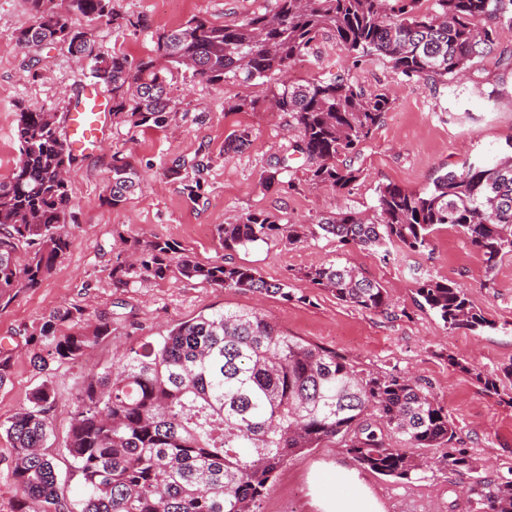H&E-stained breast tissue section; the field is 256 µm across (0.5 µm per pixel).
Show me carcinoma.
Here are the masks:
<instances>
[{"mask_svg":"<svg viewBox=\"0 0 512 512\" xmlns=\"http://www.w3.org/2000/svg\"><path fill=\"white\" fill-rule=\"evenodd\" d=\"M29 20L15 43L37 51L61 45L88 58L93 75L112 94L113 115L133 127L166 126L174 110L169 75L186 68L208 84L227 79L250 83L270 78L305 56L327 36L356 67L369 57L389 60L408 81H445L464 73L476 57L494 50L503 29L512 30V0H279L276 14H255L216 25L194 16L158 38L157 54L131 69L127 57L95 52L72 15L106 17L123 28L135 22L112 0H26ZM272 104L300 132L295 152L310 163V180L338 192L350 189L360 144L390 108L386 93L367 94L349 75L333 80L283 83ZM19 159L0 180V303L40 285L69 251L65 230L72 198L63 173L74 160L55 112L26 107L18 113ZM143 182L141 173L113 155L106 201L124 204ZM441 225L463 233L493 272L512 252V141L494 164L465 161L439 174L433 187H379L370 218L352 210L315 224H281L250 212L235 224H219L226 250L279 240L299 245L332 237L391 260V247L420 252ZM131 260L110 271L115 288L147 280L194 279L211 288L272 293L292 298L288 282L269 283L251 266L202 263L188 250L155 237L128 244ZM25 253V263L18 254ZM303 277L337 300L365 311L389 307L385 288L349 265L330 262ZM419 305L448 329L494 328L465 289L422 278ZM112 335V314L96 322L80 306L45 318L28 336L44 372L29 405L0 421L14 449V512H262L277 473L305 450L336 440L361 468L405 480L428 468L473 474L474 512H512V478L491 479L463 448H452L456 427L448 410L410 378L357 374L334 351L279 330L257 311L215 312L175 325L155 342L131 347L78 390L63 441L82 496L72 500L59 482L46 443L53 435L54 363H73ZM399 435L407 448H443L423 461L388 441Z\"/></svg>","mask_w":512,"mask_h":512,"instance_id":"1","label":"carcinoma"}]
</instances>
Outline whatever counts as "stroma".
I'll return each instance as SVG.
<instances>
[{"label": "stroma", "mask_w": 512, "mask_h": 512, "mask_svg": "<svg viewBox=\"0 0 512 512\" xmlns=\"http://www.w3.org/2000/svg\"><path fill=\"white\" fill-rule=\"evenodd\" d=\"M112 5L132 19L131 27L118 29L107 19L90 23L79 16L74 25L90 31L100 53H124L135 65L154 55L160 35L192 17L232 25L256 13H275L279 0H112ZM27 20L25 0H0V179L18 160L20 108L34 106L62 115L84 87L97 84L89 68L59 47L43 48L34 61L16 51L14 34ZM346 70L366 92L386 93L392 105L359 147V180L350 193L341 194L310 181L306 164L294 151L299 133L292 119L270 107L267 98L281 80H329ZM171 95L176 111L167 127L133 128L108 118L99 142L77 153L68 168L74 206L66 228L72 246L38 288L21 291L9 305L0 306V344L13 356L9 378L0 386V420L26 407L41 383L43 375L33 365L27 338L57 309L79 305L94 317L110 311L116 299L126 302L112 321L111 336L89 348L77 363L54 372V432L59 439L68 430L69 411L83 381L122 349L156 341L176 323L201 314L255 310L288 335L344 356L360 374L398 373L416 379L447 408L457 447L468 451L483 474L512 476V382L501 381L492 393L479 381L512 361V254L502 258L494 274H487L468 239L447 226L435 231L429 250L399 255L389 264L371 251L342 247L325 237L297 247L273 240L225 250L215 232L216 225L235 223L255 211L269 213L282 224H314L346 209L368 215L379 186L396 183L423 190L441 172L460 168L465 159L500 157L512 141V67L501 66L493 53L476 58L452 80L408 82L382 57L349 69L344 52L324 38L292 63L285 76L221 85L178 76ZM242 98L256 101V108L232 111V104ZM243 128L252 133L250 144L225 154V140ZM117 152L143 174L145 184L125 204L113 207L105 197ZM197 156L209 161L198 173L186 166ZM280 157L288 158V171L265 186V176ZM179 163L184 166L181 177L170 176V168ZM194 176L204 186L196 200L186 196L183 186L184 178ZM153 237L177 242L204 263L245 264L267 281H288L293 298L286 302L276 295L224 291L187 279L113 287L110 270L115 261L127 259V241ZM331 261L354 266L379 282L388 292L389 310L369 312L347 305L303 278L304 270ZM425 275L465 288L494 329L446 330L416 302L417 281ZM458 359L469 363L470 372L455 367ZM339 466L357 469L383 512L470 510L465 492L469 472L434 469L409 483L358 470L346 448L329 442L290 459L264 500L263 512H280L298 494L303 512H319L316 498H334L342 489L313 483L312 478Z\"/></svg>", "instance_id": "obj_1"}]
</instances>
